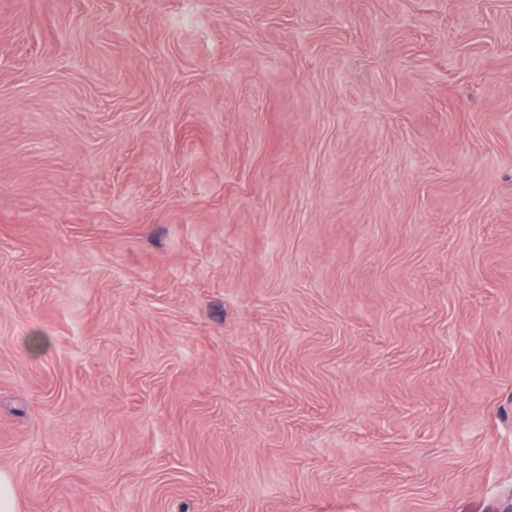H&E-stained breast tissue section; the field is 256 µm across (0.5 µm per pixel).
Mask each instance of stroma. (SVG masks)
<instances>
[{
    "label": "stroma",
    "mask_w": 512,
    "mask_h": 512,
    "mask_svg": "<svg viewBox=\"0 0 512 512\" xmlns=\"http://www.w3.org/2000/svg\"><path fill=\"white\" fill-rule=\"evenodd\" d=\"M17 512L512 507V0H0Z\"/></svg>",
    "instance_id": "obj_1"
}]
</instances>
